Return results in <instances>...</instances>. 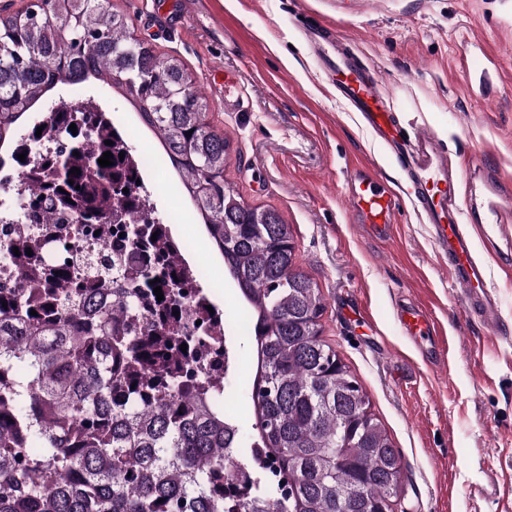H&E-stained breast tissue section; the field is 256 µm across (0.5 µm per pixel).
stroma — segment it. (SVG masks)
Wrapping results in <instances>:
<instances>
[{"mask_svg": "<svg viewBox=\"0 0 512 512\" xmlns=\"http://www.w3.org/2000/svg\"><path fill=\"white\" fill-rule=\"evenodd\" d=\"M109 0L133 35L181 60L206 105V120L230 143L224 182L246 204L277 211L289 225L295 262L323 297L320 338L366 394L399 453L393 512H512V337L475 324L462 308L418 213L408 179L359 113L322 73L303 38L305 23L336 33L352 58L376 70L405 132L428 128L451 153L512 180V0ZM233 81L241 109L224 107ZM81 94L95 101L145 171L156 213L179 209L175 239L203 266L202 286L229 323L249 308L224 269L201 214L157 140L123 94L100 81L58 86L16 127L27 135L48 106ZM360 163L402 195L387 237L360 229L346 202L347 174ZM426 307L448 354L430 363L394 321L399 306ZM228 404L244 435L254 406L243 383L256 371L249 335Z\"/></svg>", "mask_w": 512, "mask_h": 512, "instance_id": "1", "label": "stroma"}]
</instances>
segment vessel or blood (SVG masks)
<instances>
[{
    "mask_svg": "<svg viewBox=\"0 0 512 512\" xmlns=\"http://www.w3.org/2000/svg\"><path fill=\"white\" fill-rule=\"evenodd\" d=\"M321 62L337 91L391 150L397 165L412 174L418 210L431 226L435 250L466 313L490 328L502 329L499 296L491 283L487 258L512 259V207L507 204L512 184L494 170L476 169L482 193L470 197L468 206H461L455 161L432 132L402 133L396 113L385 102L377 74L340 52H322ZM347 201L358 223L374 236H387L396 222L398 196L370 168L351 174ZM468 209L475 213L471 227L464 220ZM480 243L487 258L476 253ZM395 317L412 343L436 333L431 316L422 308H400Z\"/></svg>",
    "mask_w": 512,
    "mask_h": 512,
    "instance_id": "obj_1",
    "label": "vessel or blood"
}]
</instances>
